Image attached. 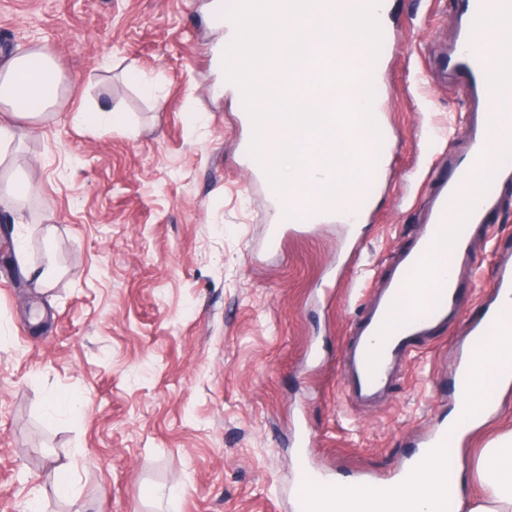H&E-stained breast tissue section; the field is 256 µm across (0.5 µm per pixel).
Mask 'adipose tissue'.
<instances>
[{
  "instance_id": "ef3b65f1",
  "label": "adipose tissue",
  "mask_w": 512,
  "mask_h": 512,
  "mask_svg": "<svg viewBox=\"0 0 512 512\" xmlns=\"http://www.w3.org/2000/svg\"><path fill=\"white\" fill-rule=\"evenodd\" d=\"M63 94L64 77L49 47L0 58V156L8 152L23 123L49 117ZM506 359L512 360L511 302L503 308L499 334L483 339L477 348L469 408L487 402L489 392L499 389L491 364ZM469 469L477 474L479 492L458 496L456 505H449V479ZM305 500L324 505L325 512H447L451 506L457 512H512V432L495 439L474 463L456 448L440 449L409 494L385 483L339 489L314 482Z\"/></svg>"
}]
</instances>
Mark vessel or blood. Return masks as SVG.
Segmentation results:
<instances>
[{"label":"vessel or blood","instance_id":"vessel-or-blood-1","mask_svg":"<svg viewBox=\"0 0 512 512\" xmlns=\"http://www.w3.org/2000/svg\"><path fill=\"white\" fill-rule=\"evenodd\" d=\"M459 28L453 48L443 58L444 72L466 78L473 96L485 112L474 129L469 151L458 159L452 173L444 178L430 201L425 224L411 245L402 251L397 272L388 278L367 306L362 319L352 329L343 355L351 376L347 392L357 402L369 400L383 392L395 366L411 357L418 342L447 324L461 303V290L452 275L439 277L436 285L426 286L419 280L421 268L434 256L466 187L487 151H512V132H505L497 120L494 87L505 70L512 68V52L492 50L482 32L491 14H512V0H459ZM497 204L496 193L480 195L466 214L470 224H483L487 213ZM321 214L311 209L289 210L282 223L269 225L267 242L277 246L288 228H305L321 223ZM431 295L432 300L402 319L394 314L405 299ZM512 299V269H502L487 305L483 321L468 333L493 336L499 330L497 306Z\"/></svg>","mask_w":512,"mask_h":512}]
</instances>
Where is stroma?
<instances>
[{
    "label": "stroma",
    "mask_w": 512,
    "mask_h": 512,
    "mask_svg": "<svg viewBox=\"0 0 512 512\" xmlns=\"http://www.w3.org/2000/svg\"><path fill=\"white\" fill-rule=\"evenodd\" d=\"M207 2L0 0V49L48 46L67 85L0 162V512H301L307 472L390 480L456 407L465 330L512 264V186L463 228L457 316L382 399L350 405L340 376L352 325L469 148L465 82L438 74L455 0H389L380 21L387 163L364 223L274 249L242 115L214 94ZM83 108L127 123L82 126ZM40 266L50 286L28 277ZM495 397L469 458L512 430V389Z\"/></svg>",
    "instance_id": "stroma-1"
}]
</instances>
